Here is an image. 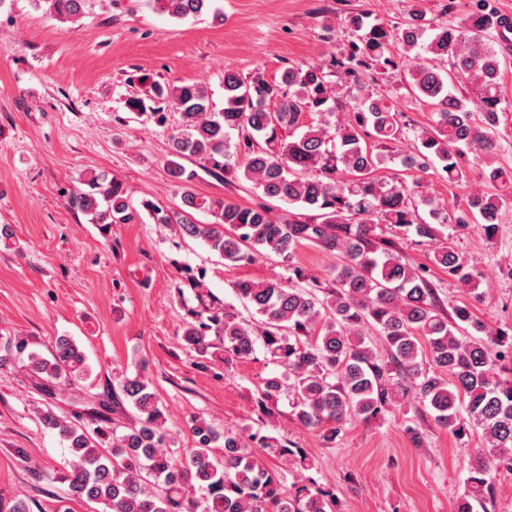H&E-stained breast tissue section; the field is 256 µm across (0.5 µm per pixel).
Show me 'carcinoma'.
I'll use <instances>...</instances> for the list:
<instances>
[{
    "label": "carcinoma",
    "mask_w": 512,
    "mask_h": 512,
    "mask_svg": "<svg viewBox=\"0 0 512 512\" xmlns=\"http://www.w3.org/2000/svg\"><path fill=\"white\" fill-rule=\"evenodd\" d=\"M57 16L76 21L84 0H43ZM211 0H153L155 10L177 19L196 17ZM348 21L358 38L331 64L289 68L280 79L261 72L243 78L224 71V108L216 112L197 84L166 89L152 83L127 108L163 122L164 113L147 104L157 98L179 108L182 128L172 136L169 174L184 183L196 173L184 160L199 158L216 177L233 174L268 199L297 204L307 213L276 218L266 205L243 207L220 198L182 195L183 208L172 211L145 203L156 224L202 239L231 263H249L259 250L286 263L288 277L239 280L234 291L260 316L250 323L232 305L205 309L187 323L184 340L205 354L207 332L224 337V361L245 359L256 347L283 372L269 377L255 400L269 415L283 388L307 429L333 442L348 420L382 417L392 405L421 402L435 423L456 437L480 428L488 445L470 461L466 488L455 512H477L493 497L492 470L512 463V377L495 373L512 354V332L479 320L471 305L447 313L424 266L404 261L393 237L413 234L438 243L432 264L476 299L478 278L452 246L449 226H483L492 237L512 211V171L491 167L485 173L498 191L472 196L464 208L446 209L432 198L417 197L399 177L376 176L387 159L381 148L400 141L409 128L393 99L365 91L363 68L386 77L406 68L407 89L435 109V125L415 135L419 146L400 159L407 169L425 173L436 165L450 182L467 179L470 160L501 151L498 133L501 81L512 66V17L494 0H474L459 22H436L415 6L402 28L366 24L363 15ZM349 78L340 93L329 80ZM349 107V119L331 122L336 109ZM317 116L299 135L302 114ZM237 140L231 141V134ZM87 189L69 195L68 205L92 216L96 224L133 219L122 185L105 173L92 175ZM107 207L100 208V201ZM429 207L431 221L419 207ZM206 211L209 224L193 212ZM304 243L336 254L331 280L305 273L295 262ZM376 333L386 352L366 342ZM25 369L55 398L91 376L85 353L68 336L56 338L49 356L30 352ZM122 395L138 412L135 424L119 430L109 417L110 399L84 408L92 432L46 411L44 426L69 442L70 496L102 506V512H336L335 498L319 487L288 489L262 456L288 458L299 448L271 443L244 427L224 432V451L212 444L218 435L204 420L192 421L193 447L184 459L167 450L160 400L146 376L125 375Z\"/></svg>",
    "instance_id": "1"
}]
</instances>
